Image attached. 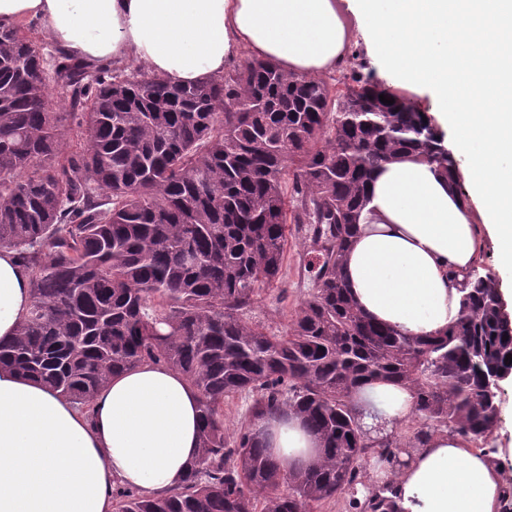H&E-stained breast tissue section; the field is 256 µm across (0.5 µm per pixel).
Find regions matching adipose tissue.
Returning <instances> with one entry per match:
<instances>
[{
	"instance_id": "obj_1",
	"label": "adipose tissue",
	"mask_w": 512,
	"mask_h": 512,
	"mask_svg": "<svg viewBox=\"0 0 512 512\" xmlns=\"http://www.w3.org/2000/svg\"><path fill=\"white\" fill-rule=\"evenodd\" d=\"M44 23L57 49L90 64L134 61L173 85L223 75L240 53L282 70H335L357 34L401 89L426 88L467 157L466 188L406 155L380 167L341 269L359 309L390 329L425 336L454 323L465 275L493 243L512 307V0H0V26ZM31 300L28 279L0 250V339ZM360 417L390 433L415 395L363 387ZM200 396L179 372L145 363L113 377L82 409L38 382L0 372V512H112L122 483L146 495L180 484L198 459ZM284 467L312 465L321 441L299 417L261 422ZM508 448H472L431 434L391 484L399 512H502L512 499Z\"/></svg>"
}]
</instances>
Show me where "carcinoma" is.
Masks as SVG:
<instances>
[{
    "label": "carcinoma",
    "instance_id": "obj_1",
    "mask_svg": "<svg viewBox=\"0 0 512 512\" xmlns=\"http://www.w3.org/2000/svg\"><path fill=\"white\" fill-rule=\"evenodd\" d=\"M422 115L354 74L330 86L258 59L189 86L63 52L49 73L23 28L0 27V248L31 287L0 369L87 409L147 362L200 395L190 475L161 497L119 485L113 512H322L343 499L397 512L370 459L395 473L438 431L485 447L498 421L488 379L512 372L496 276L474 267L457 321L430 336L372 322L341 278L378 168L411 150L459 186ZM71 118L75 152L60 132ZM290 222L320 247L317 288L275 335L245 315L280 280ZM376 381L413 391L417 425L363 434L354 395ZM242 393L255 396L249 421L230 433L224 400ZM284 410L321 438L316 465L288 470L263 447L257 423Z\"/></svg>",
    "mask_w": 512,
    "mask_h": 512
}]
</instances>
